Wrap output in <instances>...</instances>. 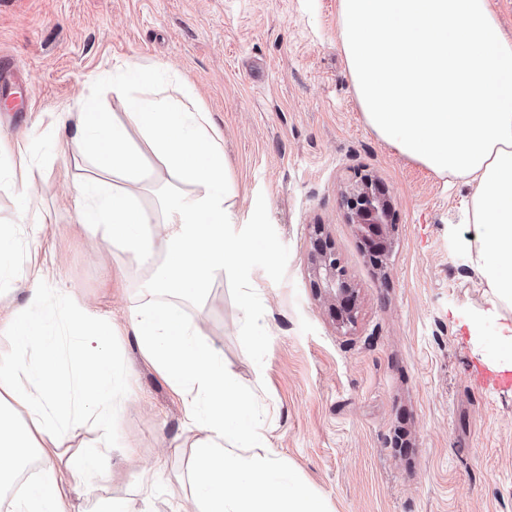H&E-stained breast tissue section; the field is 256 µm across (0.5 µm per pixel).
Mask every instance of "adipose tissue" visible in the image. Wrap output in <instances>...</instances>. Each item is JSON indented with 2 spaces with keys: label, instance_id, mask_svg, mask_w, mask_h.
I'll list each match as a JSON object with an SVG mask.
<instances>
[{
  "label": "adipose tissue",
  "instance_id": "ef3b65f1",
  "mask_svg": "<svg viewBox=\"0 0 512 512\" xmlns=\"http://www.w3.org/2000/svg\"><path fill=\"white\" fill-rule=\"evenodd\" d=\"M337 26L370 127L436 175L474 186L478 232L465 247L487 285L481 314L498 322L500 344L512 354V36L488 0H338ZM127 73L139 92L128 97L123 118L84 97L77 111L57 115V147L80 149L107 174L80 186L79 223L106 227L140 267L165 261L161 289H147L129 322L146 358L184 397L188 425L200 434L193 476L199 512H325L318 497L266 454V437L221 355L170 299L204 295L214 278L235 273L245 261L248 243L224 233L238 196L224 150L205 113L185 103L182 88L157 97L158 65ZM134 128L185 185L159 213L132 191L150 177L131 140ZM27 279L23 318L0 314L18 342L10 358L0 359V394L27 415L19 426L0 411V481L37 452L44 476L17 489L15 512H70L72 495L103 477L109 457L95 450L58 464L68 428L86 417L111 430L126 384L103 356L111 323L74 300L79 360L70 388H59L46 332L56 313L43 267H32Z\"/></svg>",
  "mask_w": 512,
  "mask_h": 512
}]
</instances>
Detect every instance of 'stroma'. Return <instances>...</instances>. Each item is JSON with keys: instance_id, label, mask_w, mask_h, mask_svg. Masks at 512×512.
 I'll list each match as a JSON object with an SVG mask.
<instances>
[{"instance_id": "obj_1", "label": "stroma", "mask_w": 512, "mask_h": 512, "mask_svg": "<svg viewBox=\"0 0 512 512\" xmlns=\"http://www.w3.org/2000/svg\"><path fill=\"white\" fill-rule=\"evenodd\" d=\"M338 0H0V57L32 95L0 111V232L15 243V282L0 308L25 309L23 276L47 262L50 302L67 296L119 328L109 345L128 389L111 434L69 432L65 456L109 449L111 473L73 497V512L133 499L148 512L193 508L197 432L184 401L142 353L128 313L158 272L137 267L101 229L76 224L89 158L53 149L51 114L91 95L123 114L134 85L118 66L159 64L204 109L238 188L228 237L247 240L242 276L268 328L240 322L235 280L180 303L243 387L275 456L326 512H512V388L479 382L503 352L481 317L486 285L459 241L473 238V188L438 176L366 123L337 38ZM379 183L395 220L393 249L374 267L347 220L346 187ZM43 219L17 220L25 200ZM324 225L357 291L342 327L313 286L309 236Z\"/></svg>"}]
</instances>
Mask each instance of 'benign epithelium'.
<instances>
[{"instance_id":"obj_1","label":"benign epithelium","mask_w":512,"mask_h":512,"mask_svg":"<svg viewBox=\"0 0 512 512\" xmlns=\"http://www.w3.org/2000/svg\"><path fill=\"white\" fill-rule=\"evenodd\" d=\"M348 222L360 239L374 246L373 257L383 264L392 247L393 215L386 200L372 191V183L364 179L348 187L342 196ZM323 227L317 224L311 233V273L323 302L338 314L341 326L355 319L356 294L350 288L347 270L336 251L322 239Z\"/></svg>"}]
</instances>
